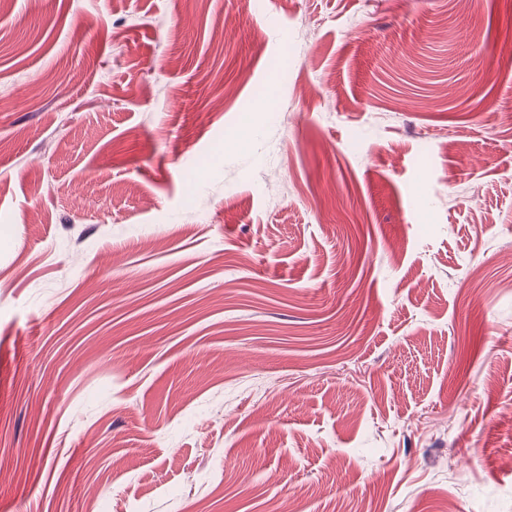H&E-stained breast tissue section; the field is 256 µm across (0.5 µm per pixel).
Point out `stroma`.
I'll use <instances>...</instances> for the list:
<instances>
[{"mask_svg": "<svg viewBox=\"0 0 512 512\" xmlns=\"http://www.w3.org/2000/svg\"><path fill=\"white\" fill-rule=\"evenodd\" d=\"M0 512H512V0H0Z\"/></svg>", "mask_w": 512, "mask_h": 512, "instance_id": "1", "label": "stroma"}]
</instances>
